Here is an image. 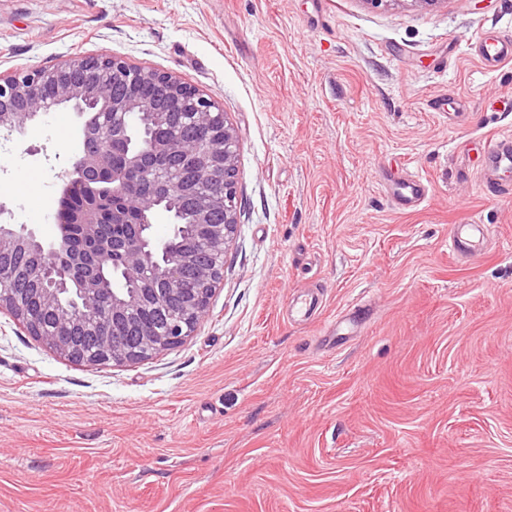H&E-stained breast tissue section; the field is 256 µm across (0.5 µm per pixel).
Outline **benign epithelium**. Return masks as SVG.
Returning a JSON list of instances; mask_svg holds the SVG:
<instances>
[{
	"label": "benign epithelium",
	"mask_w": 512,
	"mask_h": 512,
	"mask_svg": "<svg viewBox=\"0 0 512 512\" xmlns=\"http://www.w3.org/2000/svg\"><path fill=\"white\" fill-rule=\"evenodd\" d=\"M363 2L427 9L443 0ZM68 104L86 120L53 216L59 235L45 243L25 225H0V312L77 364L141 363L187 341L223 283L237 232V135L223 109L198 89L117 57L0 78V135L20 134ZM140 120L167 134L130 147L129 132ZM188 128L194 137L182 135ZM118 152L123 164L116 168ZM171 182L182 188L179 216L190 214L198 228L175 246L152 234L161 189ZM128 205L139 223H129ZM73 223L91 248L67 257L61 245ZM108 224L129 229L111 237ZM142 310L154 311L155 320L142 321Z\"/></svg>",
	"instance_id": "7a95c632"
}]
</instances>
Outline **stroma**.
Here are the masks:
<instances>
[{
  "label": "stroma",
  "mask_w": 512,
  "mask_h": 512,
  "mask_svg": "<svg viewBox=\"0 0 512 512\" xmlns=\"http://www.w3.org/2000/svg\"><path fill=\"white\" fill-rule=\"evenodd\" d=\"M482 32L512 36V0H0L1 76L117 56L218 103L240 205L207 316L153 359L80 365L0 314V512H512V199L477 174L512 61ZM65 117L0 155L46 242ZM397 167L421 208L393 205ZM464 220L486 240L458 258ZM475 49L482 61L491 66L512 60V37H488L479 34L473 37ZM388 182L389 197L401 209H416L427 200V186L419 178L407 176L402 171L399 177H390Z\"/></svg>",
  "instance_id": "35a3bbf8"
}]
</instances>
